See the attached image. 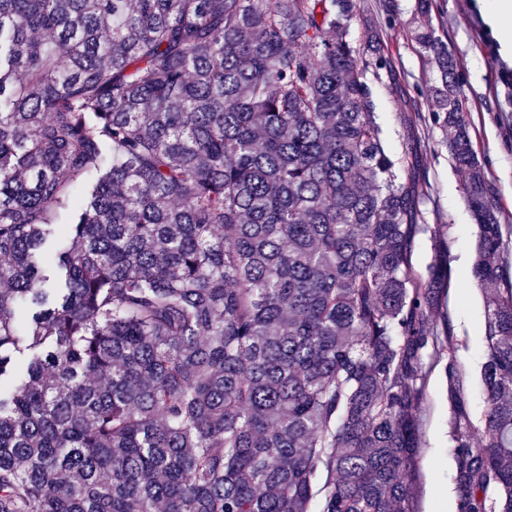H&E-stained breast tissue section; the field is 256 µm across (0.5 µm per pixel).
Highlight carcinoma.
I'll return each instance as SVG.
<instances>
[{"label": "carcinoma", "instance_id": "carcinoma-1", "mask_svg": "<svg viewBox=\"0 0 512 512\" xmlns=\"http://www.w3.org/2000/svg\"><path fill=\"white\" fill-rule=\"evenodd\" d=\"M355 0H0V512H418L447 260L416 271ZM465 176L485 408L448 361L456 512H512V281L427 20ZM326 474L317 487L320 474Z\"/></svg>", "mask_w": 512, "mask_h": 512}]
</instances>
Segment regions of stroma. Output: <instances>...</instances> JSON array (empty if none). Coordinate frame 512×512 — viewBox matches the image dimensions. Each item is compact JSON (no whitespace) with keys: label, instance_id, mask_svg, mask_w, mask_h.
Wrapping results in <instances>:
<instances>
[{"label":"stroma","instance_id":"1","mask_svg":"<svg viewBox=\"0 0 512 512\" xmlns=\"http://www.w3.org/2000/svg\"><path fill=\"white\" fill-rule=\"evenodd\" d=\"M418 0H357L350 22L354 45L367 48L375 27L387 37L385 52L396 64L399 93L387 80L372 84L376 120L387 149L409 156L411 176L422 195L419 207L425 232L418 235L414 264L427 275L435 237H442L451 269L447 290L435 315L438 327H450L452 358L429 360L426 395L420 412L422 453L415 484L419 512H456L457 492L451 448L447 365H454L474 417L483 413L481 367L485 360V306L471 278L476 228L442 132L428 109L433 76L425 68L410 32L421 16ZM431 18L448 33V46L459 62V86L467 103L466 121L474 148L494 189L501 224L512 225V55L504 56L489 26L484 0H433Z\"/></svg>","mask_w":512,"mask_h":512}]
</instances>
